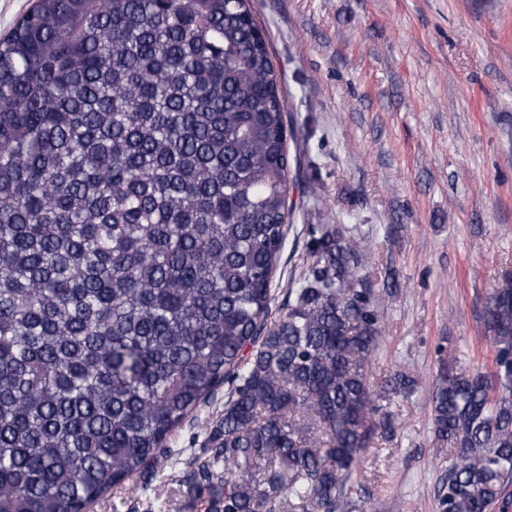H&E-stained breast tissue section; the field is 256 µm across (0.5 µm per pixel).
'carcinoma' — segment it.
Wrapping results in <instances>:
<instances>
[{"label":"carcinoma","mask_w":512,"mask_h":512,"mask_svg":"<svg viewBox=\"0 0 512 512\" xmlns=\"http://www.w3.org/2000/svg\"><path fill=\"white\" fill-rule=\"evenodd\" d=\"M286 103L250 0H37L0 40V512H89L227 387L189 488L208 512H339L391 404L360 241L308 228L272 319L293 205ZM494 370L439 363L442 512L512 482V287Z\"/></svg>","instance_id":"carcinoma-1"}]
</instances>
